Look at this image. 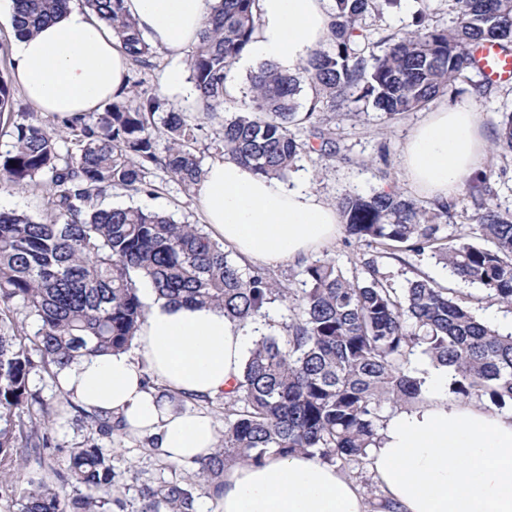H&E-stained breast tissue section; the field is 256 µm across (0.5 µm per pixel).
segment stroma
<instances>
[{
  "label": "stroma",
  "mask_w": 512,
  "mask_h": 512,
  "mask_svg": "<svg viewBox=\"0 0 512 512\" xmlns=\"http://www.w3.org/2000/svg\"><path fill=\"white\" fill-rule=\"evenodd\" d=\"M428 8L434 23L446 27L452 19L448 11V0H408L407 4L387 13L382 21L376 22L377 31L387 34L396 31L412 20V15L421 8ZM458 93L447 94L427 104L426 108L409 112L394 119H384L371 109L350 112L336 119V128L344 159L329 166L320 165L317 157L303 158L301 172L307 173L315 192L328 204H335L337 197L345 191L367 195L383 186L382 172L395 174L397 186L405 195L417 197L418 192L407 179L402 152L404 143L414 128L426 119L429 112L442 106H454L470 102L471 96L465 88L466 81H458ZM512 113V80L494 83L482 101L480 114L481 128L487 139H495L498 125L504 114ZM154 182L158 187L155 194L139 193L128 195L125 191H113L110 204L135 205L172 214L175 220L186 224L200 223L199 198L197 189H186L172 181L166 173L156 172ZM0 210H15L48 223L53 214L44 205L41 191L26 187L0 184ZM422 271L442 286L455 289L461 294L479 297L475 306L476 315L500 331L512 330V313L496 305L483 302L482 288L478 285L452 276L447 268L436 263L430 254L411 257L409 263L390 262L388 272L395 287H403L414 271ZM30 388L41 400L50 406L59 407L49 423L47 433L51 446L44 456L27 455L22 469L24 478L53 480L55 472L64 471L71 449L95 442L109 448L112 463L118 474L116 492L126 500V512H136L139 489L145 481H172L193 477L195 466L176 463L165 466L160 452L151 448L148 438L125 431L102 435L88 429L81 413L63 405L64 392L54 379L45 373L34 372L30 376Z\"/></svg>",
  "instance_id": "35a3bbf8"
}]
</instances>
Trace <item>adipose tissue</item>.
<instances>
[{"instance_id":"ef3b65f1","label":"adipose tissue","mask_w":512,"mask_h":512,"mask_svg":"<svg viewBox=\"0 0 512 512\" xmlns=\"http://www.w3.org/2000/svg\"><path fill=\"white\" fill-rule=\"evenodd\" d=\"M213 0H125L144 36L173 54L194 43ZM260 26L247 69L271 60L290 73L330 34V0H259ZM14 80L41 113L87 114L123 91L130 62L111 28L90 9L70 8L13 45ZM472 106L441 107L409 136L403 167L428 198L458 195L482 168L486 138ZM213 237L254 263L275 265L335 237L340 217L304 182L256 176L229 157L211 160L198 186ZM259 323L222 309L150 297L135 343L125 352L82 356L55 380L86 411L121 419L166 458L194 464L219 442L213 418L177 408L171 395L213 397L242 374ZM152 373L155 386L143 383ZM449 373L428 368L422 402L399 412L370 450L390 512H512V412L492 413L448 396ZM221 512H368L359 490L334 466L303 454L237 464L224 473Z\"/></svg>"}]
</instances>
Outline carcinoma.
<instances>
[{
	"label": "carcinoma",
	"instance_id": "1",
	"mask_svg": "<svg viewBox=\"0 0 512 512\" xmlns=\"http://www.w3.org/2000/svg\"><path fill=\"white\" fill-rule=\"evenodd\" d=\"M19 35L33 34L67 10L69 0H18ZM401 0H333L329 42L295 73L264 62L248 76L245 111L224 120V154L266 179L283 181L302 157L341 155L336 116L360 102L391 119L415 112L470 72L482 74L473 50L482 44L512 54V0H449L450 27L417 11L410 25L378 39L366 17L381 18ZM112 28L132 64L147 67L155 49L124 0H85ZM259 0H214L189 60L199 111L224 108L231 67L254 40ZM131 84L103 112L18 122L11 79L0 71V124L13 127L12 149L0 154V181L44 187L52 223L0 210V501L19 512H124L112 496L111 454L96 443L70 451L60 491L39 481L19 489L24 454L51 447L43 431L52 415L29 387L40 369L51 375L77 357L127 351L147 307L138 284L160 298L216 306L239 323L270 328L255 341L236 385L222 393L224 434L190 482L146 483L138 512H196L197 492L219 494L224 471L269 454H305L344 470L368 457L386 406L420 399L423 378L411 359L451 369L448 394L491 411H512V332L479 320L462 298L419 275L393 286L384 261L432 252L448 270L512 310V212L502 210L490 175L466 183L455 200L426 204L387 186L336 201L341 228L375 254L344 269L333 258L305 261L299 279L241 266L198 224L139 206H105L114 188L153 194L160 169L190 189L203 175L196 154L199 125L159 92ZM311 96L299 111L303 88ZM166 111L163 128L155 116ZM164 136V152L157 138ZM75 150L63 153L60 141ZM494 146L512 152V113ZM460 203L470 205L481 242L443 234ZM34 318L29 336L16 325L15 303ZM284 308L274 324L269 310ZM38 405L23 419L15 411ZM101 434L124 429L85 413Z\"/></svg>",
	"mask_w": 512,
	"mask_h": 512
}]
</instances>
